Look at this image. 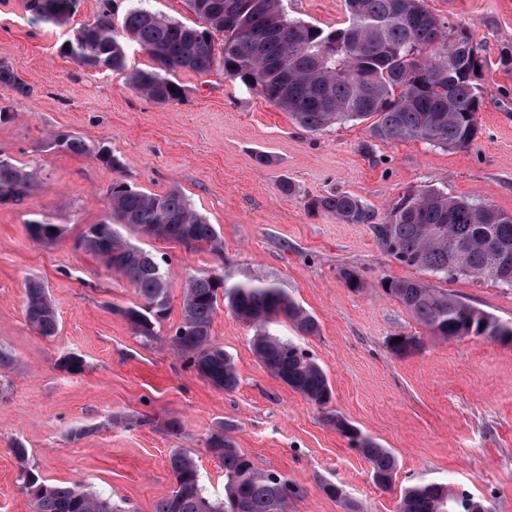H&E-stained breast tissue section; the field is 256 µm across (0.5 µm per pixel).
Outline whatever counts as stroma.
<instances>
[{
	"label": "stroma",
	"instance_id": "1",
	"mask_svg": "<svg viewBox=\"0 0 512 512\" xmlns=\"http://www.w3.org/2000/svg\"><path fill=\"white\" fill-rule=\"evenodd\" d=\"M293 18L330 31L348 20L345 0H283ZM453 26L467 25L487 64L479 80L478 135L462 150L370 139L348 122L319 132L239 81L182 72L181 101L159 105L133 90L126 74L79 66L64 51L73 26L104 9L123 16L129 0H80L69 26L30 23L24 0H0V60L16 66L29 91L0 87L14 121L0 124V154L40 167L22 203L0 204V512H32L17 482L14 443L52 483L104 493L124 512H153L169 495L171 450L191 452L201 481L224 494V467L206 447L218 425L263 472L298 486L288 512H398L404 488L445 480L512 512V343L485 335H433L383 291L387 280H425L396 261L368 224L310 213L308 198L348 192L385 223L400 197L423 188L512 213V0H425ZM67 131L122 160L115 170L91 155L51 148ZM162 193L179 187L223 240L219 254L143 239L169 283L170 305L154 340L136 336L119 315L139 304L127 279L75 243L108 212L113 181ZM294 191L284 194L283 182ZM61 225L51 245L33 241L28 222ZM355 271L359 291L341 269ZM233 270L236 278L274 279L312 313L316 334L291 323L279 335L299 339L332 386V410L391 450L392 489L374 484L366 459L319 408L274 378L255 356L252 329L227 305L215 310L213 344L234 359L239 384L214 388L190 367L172 338L182 322L189 277ZM42 282L59 329L46 338L24 314L29 281ZM450 294L512 324V288L487 279L448 280ZM417 336L420 352L400 357L388 343ZM74 354L80 373L57 367ZM178 420L181 436L165 424ZM83 437H75V430ZM339 496H328L324 484Z\"/></svg>",
	"mask_w": 512,
	"mask_h": 512
}]
</instances>
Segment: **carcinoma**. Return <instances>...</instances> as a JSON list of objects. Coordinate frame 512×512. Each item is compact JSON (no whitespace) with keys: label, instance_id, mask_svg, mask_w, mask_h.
I'll list each match as a JSON object with an SVG mask.
<instances>
[{"label":"carcinoma","instance_id":"cac0c4a2","mask_svg":"<svg viewBox=\"0 0 512 512\" xmlns=\"http://www.w3.org/2000/svg\"><path fill=\"white\" fill-rule=\"evenodd\" d=\"M203 21L188 25L135 6L115 23L110 12L72 30L66 52L81 67L126 71L132 88L149 100L167 105L182 99L177 73L207 76L215 70L257 90L289 112L309 132L333 124L369 122L368 134L381 141L419 140L432 147L465 149L476 138L484 69L483 46L469 28H452L432 15L424 0H346L348 25L334 31L289 17L282 0H187ZM31 22L62 27L70 24L77 0H25ZM224 35L215 49L213 33ZM467 41L456 63L448 65V45ZM138 45L151 58L146 68L129 67L127 47ZM0 86L24 95L27 86L15 66L0 61ZM54 149L91 154L112 168L120 162L104 147L95 150L77 135H51ZM35 173L5 158L0 163V198L20 202L35 184ZM109 214L90 224L78 247L98 257L137 289L141 305L118 309L136 335L156 336L158 320L169 307L166 277L154 255L137 244L140 237L168 242L191 241L197 252L221 253L213 225L199 214L177 187L163 194L135 190L123 183L108 193ZM312 211H326L347 224H372L387 251L399 262L425 271L435 280L458 277L490 279L507 254L512 258V214L467 199L451 198L437 189L402 196L384 224L375 212L346 192H331L307 201ZM30 238L52 243L62 234L58 224H26ZM383 291L398 300L434 335L449 339L472 333L511 339L512 326L460 301L443 288L416 280H389ZM254 334L253 351L278 380L326 412V421L346 436L371 465V477L383 490L392 488L397 462L392 452L327 408L332 390L322 367L300 347L280 336L275 326L293 323L304 335L318 331L316 318L280 283L238 281L224 276L191 278L183 293V322L173 337L187 362L217 389L238 385L233 358L215 346L210 329L218 297ZM24 311L31 327L44 337L56 335L58 319L47 288L25 290ZM418 336L390 344L397 356L420 350ZM219 425L207 447L224 465V497L205 491L194 460L179 448L169 454L175 487L156 503L155 512H288L298 489L288 478L261 472ZM19 464V488L33 512H124L111 498L77 485L49 484L28 466L27 449L12 448ZM491 512L483 501L437 480H424L403 490L399 512H470L473 505Z\"/></svg>","mask_w":512,"mask_h":512}]
</instances>
